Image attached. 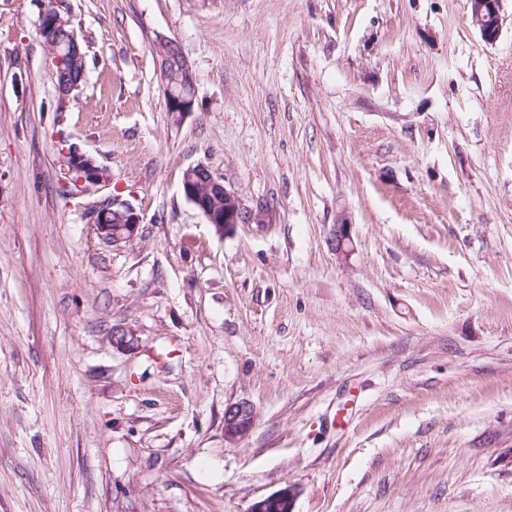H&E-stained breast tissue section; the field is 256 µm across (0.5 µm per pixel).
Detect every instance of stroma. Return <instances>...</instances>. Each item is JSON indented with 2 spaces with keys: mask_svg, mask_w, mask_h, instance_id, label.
<instances>
[{
  "mask_svg": "<svg viewBox=\"0 0 512 512\" xmlns=\"http://www.w3.org/2000/svg\"><path fill=\"white\" fill-rule=\"evenodd\" d=\"M57 7L88 58L63 100L43 0H0V512H249L286 486L293 512H512V0L492 44L468 0ZM62 135L109 181L62 195ZM199 163L271 222L208 224ZM116 193L142 217L121 245L91 219ZM180 84L190 93L182 94L178 98L169 97V101L166 100L167 111L172 112L170 103L174 112L188 113L193 111L195 104V76L186 58L185 63L182 64ZM352 226L346 222L345 218H341L335 227L333 246L336 255L340 258L347 259L352 249ZM253 421L254 410L249 403L228 404L224 409V440L229 444L240 442L250 431Z\"/></svg>",
  "mask_w": 512,
  "mask_h": 512,
  "instance_id": "1",
  "label": "stroma"
}]
</instances>
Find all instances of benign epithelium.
Masks as SVG:
<instances>
[{
	"label": "benign epithelium",
	"instance_id": "benign-epithelium-1",
	"mask_svg": "<svg viewBox=\"0 0 512 512\" xmlns=\"http://www.w3.org/2000/svg\"><path fill=\"white\" fill-rule=\"evenodd\" d=\"M471 16L482 40L494 43L502 29L500 0H470ZM155 46L159 48L157 59L159 67L168 65L169 55L166 49L177 46V42L164 36L156 37ZM180 84L188 93L178 98H169L176 112L193 111L195 104V76L189 63L182 64ZM182 192L206 219L217 229L226 233L233 231L239 224H267L270 220L268 210L257 207L244 210L235 194L224 181L214 175L205 165L188 167L182 177ZM93 223L99 235L112 244L132 241L141 224V216L135 207L120 198L112 201V208L93 212ZM352 225L340 219L335 227L333 246L336 255L346 259L352 249ZM254 421L253 407L247 402H236L224 409V440L230 444L240 442L250 431ZM294 493L286 486L266 497L255 501L250 512H292Z\"/></svg>",
	"mask_w": 512,
	"mask_h": 512
}]
</instances>
